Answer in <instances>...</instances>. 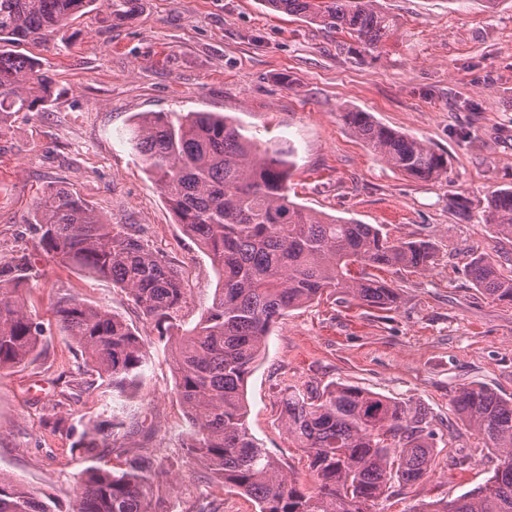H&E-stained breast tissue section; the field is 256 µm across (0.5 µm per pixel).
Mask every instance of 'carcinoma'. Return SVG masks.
<instances>
[{"label":"carcinoma","mask_w":512,"mask_h":512,"mask_svg":"<svg viewBox=\"0 0 512 512\" xmlns=\"http://www.w3.org/2000/svg\"><path fill=\"white\" fill-rule=\"evenodd\" d=\"M353 42L342 47L371 53L398 29L380 0H264ZM115 12L130 0H0V129L15 112L49 102L40 64L18 47L40 39L101 4ZM365 146L391 167L417 180L438 179L448 159L423 141L373 120L367 112L341 115ZM167 205L208 254L221 286L190 330L182 273L132 228L112 224L69 187L40 198L29 224L38 247L55 263L120 288L171 349L175 389L187 418L181 448L210 480L251 500L256 512H366L392 482L415 484L432 472L437 432L427 414L408 402L359 386L331 383L282 393V417L304 448L311 486L294 475L249 432L245 386L265 351L272 325L291 310L333 295L382 311L396 307L393 282L378 269L427 272L436 261L429 238L392 239L380 226L326 217L290 197L292 151L261 147L231 116L144 112L131 137ZM485 223L512 239V188L495 191ZM472 285L512 305V274L475 252L467 263ZM40 277L26 253L0 261V370L35 358L45 340L43 323L28 310L23 291ZM52 313L93 378L105 411L94 420L65 411L51 432L72 440L70 453L84 467L80 493L69 512H169V471L126 442L144 432L134 412L150 366L137 329L112 309L69 293ZM457 414L498 459L487 481L450 500L422 503L419 512H512V397L482 384L454 400ZM0 512H60L57 502L0 473Z\"/></svg>","instance_id":"cac0c4a2"}]
</instances>
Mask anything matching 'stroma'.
<instances>
[{"mask_svg":"<svg viewBox=\"0 0 512 512\" xmlns=\"http://www.w3.org/2000/svg\"><path fill=\"white\" fill-rule=\"evenodd\" d=\"M381 3L399 26L366 57L338 50L342 34L262 0H133L131 15L95 10L23 45L51 80V104L13 114L0 131V258L25 252L36 259L41 276L24 295L47 340L37 361L0 372L1 471L65 510L79 491L70 442L47 427L58 378L79 365L52 314L56 297L71 293L121 314L151 350L139 395L146 435L136 445L170 464V512L216 498L224 512H254L185 457L171 354L151 325L111 282L49 262L29 224L48 188L77 190L181 269L184 320L194 325L212 303L215 269L127 139L139 113L201 111L236 117L259 143L289 145L298 203L383 225L394 239L426 236L437 248L427 272L382 271L400 292L392 311L325 297L278 319L247 378L251 434L308 482L280 392L356 385L421 407L438 433L433 472L393 486L370 512H411L493 474L495 456L458 418L454 399L472 384L512 397V306L474 288L465 273L476 251L512 271V241L496 238L484 222L491 193L512 187V0L491 11L476 0ZM349 109L447 156V175L423 181L392 168L344 124Z\"/></svg>","mask_w":512,"mask_h":512,"instance_id":"obj_1","label":"stroma"}]
</instances>
